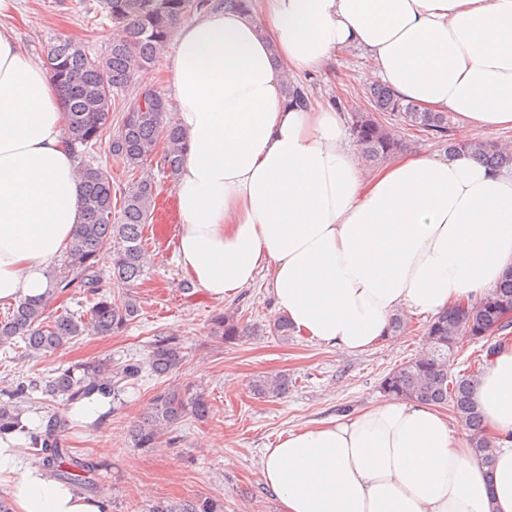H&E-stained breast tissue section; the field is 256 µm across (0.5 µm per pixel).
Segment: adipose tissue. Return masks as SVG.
<instances>
[{"label": "adipose tissue", "mask_w": 512, "mask_h": 512, "mask_svg": "<svg viewBox=\"0 0 512 512\" xmlns=\"http://www.w3.org/2000/svg\"><path fill=\"white\" fill-rule=\"evenodd\" d=\"M346 49L396 96L512 129V0H253L180 26L170 59L185 141L176 261L208 298L264 277L295 333L345 352L387 338L390 316L480 302L512 266V169L463 152H405L366 168L345 119L299 109L286 74ZM67 115L43 62L0 29V301L42 296L81 221ZM474 390L486 466L438 407L387 397L289 431L264 454L282 512H512V341ZM0 436V489L15 512H102Z\"/></svg>", "instance_id": "1"}]
</instances>
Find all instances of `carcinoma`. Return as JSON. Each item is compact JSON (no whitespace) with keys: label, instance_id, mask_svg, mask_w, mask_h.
Listing matches in <instances>:
<instances>
[{"label":"carcinoma","instance_id":"cac0c4a2","mask_svg":"<svg viewBox=\"0 0 512 512\" xmlns=\"http://www.w3.org/2000/svg\"><path fill=\"white\" fill-rule=\"evenodd\" d=\"M252 0H97L94 15L86 17L93 27L107 20L117 35L99 54H89L68 39L50 43L45 65L59 88L60 105L68 116V136L74 157L79 159L82 190V222L50 288L37 299H25L0 317V347L25 344L30 357L52 353L81 336H112L135 320L140 302L129 292L104 294L100 256L112 250V280L131 287L144 279L150 258L144 243L154 202L156 185L149 173L131 182L121 193L120 207L113 206L112 176L96 166L94 148L109 137V150L124 173L132 178L151 162L160 170L176 175L184 159L181 131L166 120L168 101L152 87H138L136 73H144L159 61L181 22L194 12L213 7L248 11ZM285 93L291 105L307 107L309 95L303 83L289 80ZM371 109L352 115V132L362 157L380 163L403 148L393 138L385 120L394 117L407 126L423 130L440 140L448 137V113L426 112L403 102L383 83L369 90ZM122 113L117 132H112V113ZM465 149L484 162L512 168V148L493 140L451 142L447 149ZM77 285L92 297L87 317L45 316L52 297L59 290ZM214 332L226 342L248 333V327L230 316L214 318ZM512 333V268L500 283L477 304L452 306L429 322L425 330L427 347L418 356L388 373L381 381L384 393L452 411L472 433L475 452L485 464L494 461V448L483 435L482 416L473 400V375L454 376L450 358L457 348L456 337L471 336L481 344L479 357L486 360L489 341ZM184 361L182 344L161 334L151 343L150 365L154 374L165 376ZM139 366L128 363L112 367L92 362L56 372L42 392L60 397L69 405H82L93 398L120 399L127 382L137 379ZM293 386L286 374L253 380V392L264 398H281ZM35 382L18 383L0 401V435L23 433L28 451L59 481L92 492L91 474L99 465L71 453L62 446L65 420L56 416L31 431L22 422L18 400L37 390ZM210 405L201 392L188 388L166 389L156 394L131 429L135 448L157 447L163 429L186 417L203 419ZM156 512H223L213 501L185 503Z\"/></svg>","mask_w":512,"mask_h":512}]
</instances>
